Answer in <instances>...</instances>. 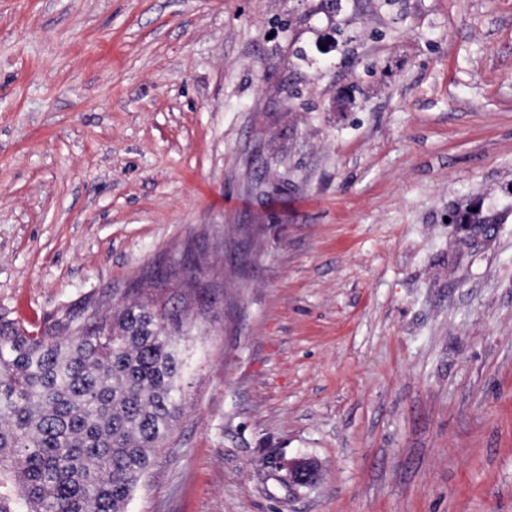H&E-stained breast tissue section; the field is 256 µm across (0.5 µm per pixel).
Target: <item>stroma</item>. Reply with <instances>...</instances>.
Returning a JSON list of instances; mask_svg holds the SVG:
<instances>
[{
  "label": "stroma",
  "mask_w": 512,
  "mask_h": 512,
  "mask_svg": "<svg viewBox=\"0 0 512 512\" xmlns=\"http://www.w3.org/2000/svg\"><path fill=\"white\" fill-rule=\"evenodd\" d=\"M188 246L127 512H512V0H0V316Z\"/></svg>",
  "instance_id": "obj_1"
}]
</instances>
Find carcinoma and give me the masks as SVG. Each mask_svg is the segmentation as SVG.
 <instances>
[{
  "mask_svg": "<svg viewBox=\"0 0 512 512\" xmlns=\"http://www.w3.org/2000/svg\"><path fill=\"white\" fill-rule=\"evenodd\" d=\"M181 327L137 301L39 332L0 317V512H125L181 410Z\"/></svg>",
  "mask_w": 512,
  "mask_h": 512,
  "instance_id": "obj_1",
  "label": "carcinoma"
}]
</instances>
